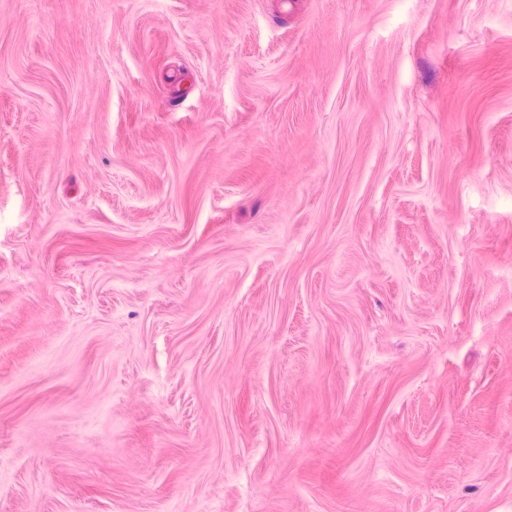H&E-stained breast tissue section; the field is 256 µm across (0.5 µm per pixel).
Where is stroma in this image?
Masks as SVG:
<instances>
[{
  "instance_id": "1",
  "label": "stroma",
  "mask_w": 512,
  "mask_h": 512,
  "mask_svg": "<svg viewBox=\"0 0 512 512\" xmlns=\"http://www.w3.org/2000/svg\"><path fill=\"white\" fill-rule=\"evenodd\" d=\"M0 512H512V0H0Z\"/></svg>"
}]
</instances>
